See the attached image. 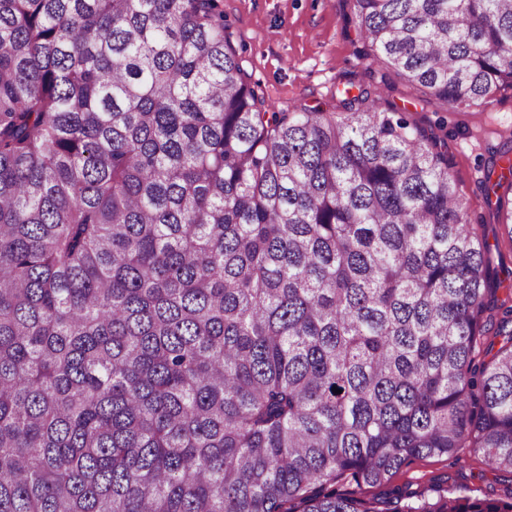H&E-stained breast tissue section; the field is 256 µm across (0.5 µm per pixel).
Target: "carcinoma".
I'll return each instance as SVG.
<instances>
[{
    "instance_id": "obj_1",
    "label": "carcinoma",
    "mask_w": 512,
    "mask_h": 512,
    "mask_svg": "<svg viewBox=\"0 0 512 512\" xmlns=\"http://www.w3.org/2000/svg\"><path fill=\"white\" fill-rule=\"evenodd\" d=\"M352 2L448 106L512 88V0ZM366 100L264 108L222 0H0V512H378L337 477L464 448L512 474V272L445 142ZM505 182L511 145L479 189L512 238Z\"/></svg>"
}]
</instances>
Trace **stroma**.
<instances>
[{
  "label": "stroma",
  "mask_w": 512,
  "mask_h": 512,
  "mask_svg": "<svg viewBox=\"0 0 512 512\" xmlns=\"http://www.w3.org/2000/svg\"><path fill=\"white\" fill-rule=\"evenodd\" d=\"M225 33L236 49L266 109L296 112L318 108L343 111L345 99L368 92L380 110H398L417 126L448 144L451 173L490 244L494 276L512 270V239L494 208L480 193V168L491 148L512 137V90L488 104L452 109L425 95L375 61L360 38L351 0H223ZM337 488L356 498L377 499L388 507L389 490L429 489L431 496L467 490L480 499L512 494V476L491 470L479 457L461 451L459 459L424 457L394 473L384 485H356L342 478Z\"/></svg>",
  "instance_id": "stroma-1"
}]
</instances>
